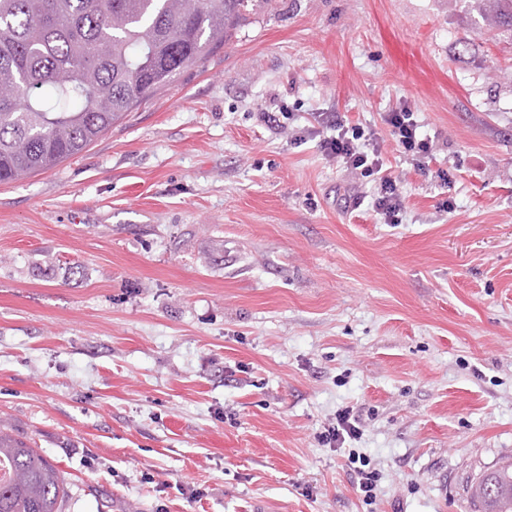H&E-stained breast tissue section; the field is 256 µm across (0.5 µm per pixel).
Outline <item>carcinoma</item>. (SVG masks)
<instances>
[{
  "label": "carcinoma",
  "instance_id": "1",
  "mask_svg": "<svg viewBox=\"0 0 512 512\" xmlns=\"http://www.w3.org/2000/svg\"><path fill=\"white\" fill-rule=\"evenodd\" d=\"M260 0H0V183L84 151L123 114L231 37ZM512 28V0H486ZM57 469L0 431V512H61ZM512 512V465L472 487Z\"/></svg>",
  "mask_w": 512,
  "mask_h": 512
}]
</instances>
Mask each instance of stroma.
<instances>
[{"mask_svg": "<svg viewBox=\"0 0 512 512\" xmlns=\"http://www.w3.org/2000/svg\"><path fill=\"white\" fill-rule=\"evenodd\" d=\"M404 105L421 170L383 123ZM320 112L374 131L401 223L323 155ZM346 409L359 435L322 442ZM0 430L62 512H474L512 463V29L481 0H266L0 184Z\"/></svg>", "mask_w": 512, "mask_h": 512, "instance_id": "obj_1", "label": "stroma"}]
</instances>
